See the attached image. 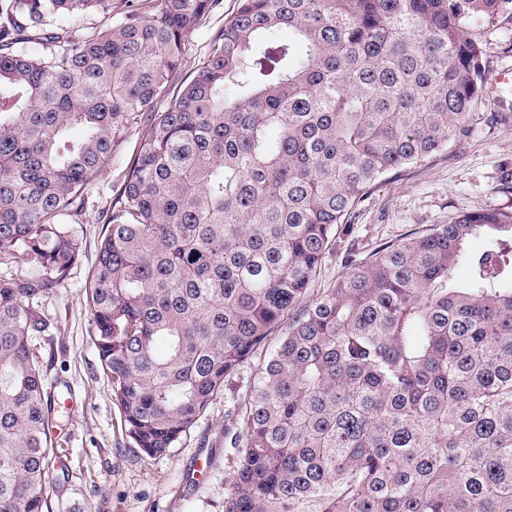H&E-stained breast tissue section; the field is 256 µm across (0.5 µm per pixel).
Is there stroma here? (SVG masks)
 <instances>
[{
  "label": "stroma",
  "mask_w": 512,
  "mask_h": 512,
  "mask_svg": "<svg viewBox=\"0 0 512 512\" xmlns=\"http://www.w3.org/2000/svg\"><path fill=\"white\" fill-rule=\"evenodd\" d=\"M220 0L189 38L182 76L194 74L216 31L237 8ZM483 48L488 78L512 67V14L470 28ZM138 149L136 131L115 145L109 165L86 189L87 204L71 220L82 261L42 311L55 328V342H33L44 361L45 386L54 398L53 446L65 479L50 491L45 512H224L238 457L225 444L233 410L254 374L244 364L224 383L195 426L169 453L145 456L127 437L112 383L91 337L89 290L112 208V186ZM473 211L512 212V91L484 95L473 109L468 134L427 161L374 185L336 237L309 289L317 298L348 269L411 233L445 224Z\"/></svg>",
  "instance_id": "stroma-1"
}]
</instances>
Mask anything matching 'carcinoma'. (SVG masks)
<instances>
[{
	"instance_id": "1",
	"label": "carcinoma",
	"mask_w": 512,
	"mask_h": 512,
	"mask_svg": "<svg viewBox=\"0 0 512 512\" xmlns=\"http://www.w3.org/2000/svg\"><path fill=\"white\" fill-rule=\"evenodd\" d=\"M111 2L0 0V512H43L52 488L32 341L81 257L68 218L132 124L91 333L135 447L168 454L277 335L224 512H512V213L353 260L302 304L370 188L465 135L486 87L465 26L512 0H239L174 94L217 0L67 24ZM129 3L131 2L126 0H112L111 13L103 14L96 11L87 12L69 20V25L75 29H80V32L90 31L92 28H105L112 24V21L127 9Z\"/></svg>"
}]
</instances>
